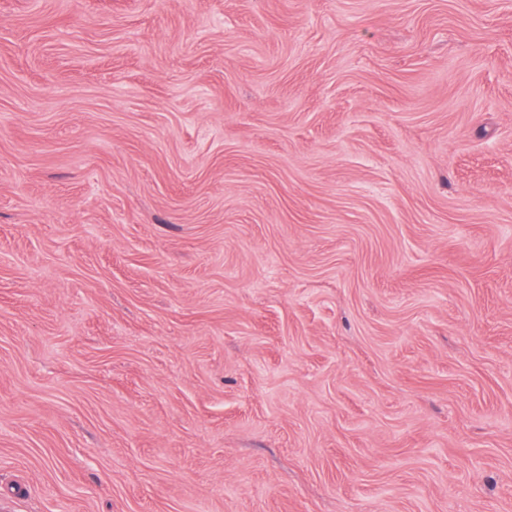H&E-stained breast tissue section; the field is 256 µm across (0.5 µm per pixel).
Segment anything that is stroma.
<instances>
[{
  "mask_svg": "<svg viewBox=\"0 0 512 512\" xmlns=\"http://www.w3.org/2000/svg\"><path fill=\"white\" fill-rule=\"evenodd\" d=\"M0 512H512V0H0Z\"/></svg>",
  "mask_w": 512,
  "mask_h": 512,
  "instance_id": "1",
  "label": "stroma"
}]
</instances>
